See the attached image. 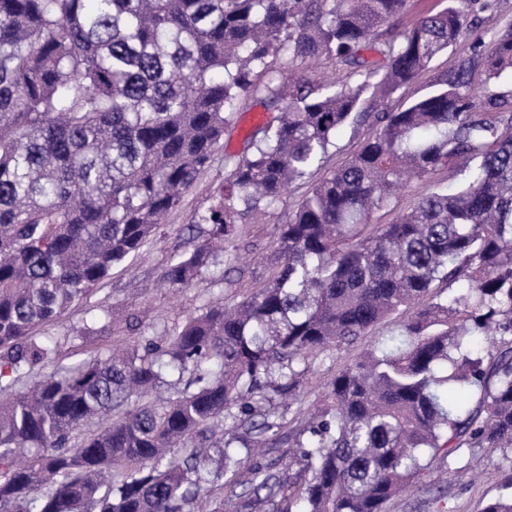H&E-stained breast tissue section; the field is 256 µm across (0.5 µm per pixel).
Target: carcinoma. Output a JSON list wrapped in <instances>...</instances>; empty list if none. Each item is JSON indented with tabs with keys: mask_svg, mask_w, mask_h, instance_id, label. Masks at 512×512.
<instances>
[{
	"mask_svg": "<svg viewBox=\"0 0 512 512\" xmlns=\"http://www.w3.org/2000/svg\"><path fill=\"white\" fill-rule=\"evenodd\" d=\"M407 2L0 0V512H195L215 478L234 512H386L439 457L512 452V91L475 92L512 71V22L487 42L493 0H447L396 37ZM467 36L451 73L390 105ZM248 99L264 114L224 154L173 288L238 247L240 221L320 169L342 128L373 133L277 225L260 287L43 374L58 342L34 329L156 234ZM445 167L451 183L371 223L405 178ZM438 282L454 293L426 300ZM401 308L400 344L361 352L288 437L299 470L250 463L282 439L273 402L297 397L309 358ZM170 376L184 387L149 398ZM482 512H512V469Z\"/></svg>",
	"mask_w": 512,
	"mask_h": 512,
	"instance_id": "carcinoma-1",
	"label": "carcinoma"
}]
</instances>
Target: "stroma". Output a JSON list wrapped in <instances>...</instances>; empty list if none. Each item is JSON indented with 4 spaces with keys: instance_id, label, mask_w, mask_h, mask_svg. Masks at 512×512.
Listing matches in <instances>:
<instances>
[{
    "instance_id": "obj_1",
    "label": "stroma",
    "mask_w": 512,
    "mask_h": 512,
    "mask_svg": "<svg viewBox=\"0 0 512 512\" xmlns=\"http://www.w3.org/2000/svg\"><path fill=\"white\" fill-rule=\"evenodd\" d=\"M262 108L246 102L235 125L224 135V148L216 152L213 161L196 186L183 198L160 225L155 236L143 247L141 254L114 267L87 301L62 314L54 322L41 326L37 333L51 336L59 344L56 361L69 365L83 359L106 357L113 346L138 340L141 332L157 334L171 332L189 316L200 313L209 303L241 295L260 284L259 275L275 249L276 226L298 202L308 194L311 181L294 184L270 214L247 220L245 237L251 241V253L239 254L229 274L233 286L214 282L212 273H205L192 286L175 291L162 279L171 256L191 252L194 244L186 227L194 223L218 198L228 172L224 168L225 153H242L246 132L260 118ZM449 169L436 171L429 180L412 181L387 205L375 211L376 224L391 222L426 194L432 184L449 181ZM110 310L125 317L128 323L121 331H113L102 311ZM406 311L394 313L388 320L370 330L357 344L320 354L313 359V370L304 381V390L285 410V420L300 427L312 409L319 404L329 382L355 358L359 350L389 348L399 340L400 324ZM90 324L88 335L77 336L76 328ZM512 470V454L489 448H460L444 462L434 463L425 472L421 485L388 503L389 512H481L486 502L496 494L503 473ZM447 490L445 499H436L435 489Z\"/></svg>"
}]
</instances>
